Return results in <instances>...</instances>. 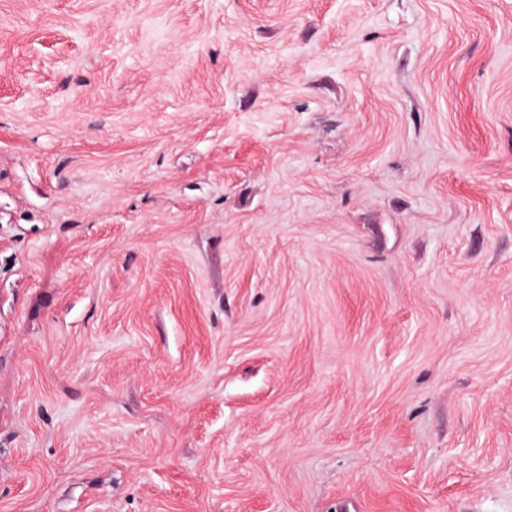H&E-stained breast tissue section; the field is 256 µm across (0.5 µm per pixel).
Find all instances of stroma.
I'll use <instances>...</instances> for the list:
<instances>
[{"label": "stroma", "instance_id": "stroma-1", "mask_svg": "<svg viewBox=\"0 0 512 512\" xmlns=\"http://www.w3.org/2000/svg\"><path fill=\"white\" fill-rule=\"evenodd\" d=\"M0 512H512V0H0Z\"/></svg>", "mask_w": 512, "mask_h": 512}]
</instances>
